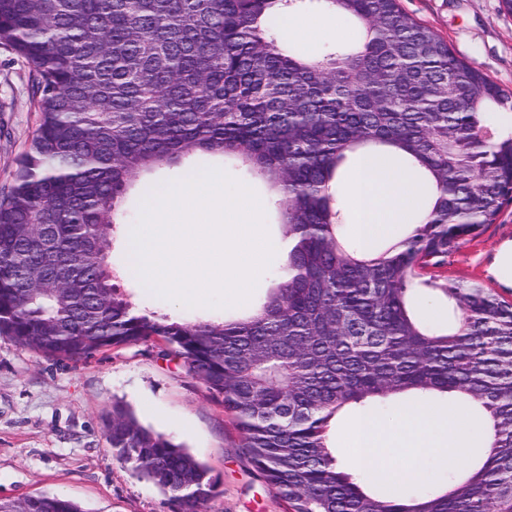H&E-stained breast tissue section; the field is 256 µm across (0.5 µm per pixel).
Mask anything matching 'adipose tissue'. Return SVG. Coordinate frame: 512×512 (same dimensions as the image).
I'll return each mask as SVG.
<instances>
[{
    "label": "adipose tissue",
    "instance_id": "ef3b65f1",
    "mask_svg": "<svg viewBox=\"0 0 512 512\" xmlns=\"http://www.w3.org/2000/svg\"><path fill=\"white\" fill-rule=\"evenodd\" d=\"M347 197L358 214L356 233L367 247L394 226L410 223L426 201L418 177L376 153L360 156L347 180ZM488 435V428L475 427L450 405L398 407L389 422L373 414L353 419L344 444L352 448L369 481L387 488L419 454L436 452L458 464L474 447L486 445Z\"/></svg>",
    "mask_w": 512,
    "mask_h": 512
}]
</instances>
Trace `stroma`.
Masks as SVG:
<instances>
[{"label":"stroma","mask_w":512,"mask_h":512,"mask_svg":"<svg viewBox=\"0 0 512 512\" xmlns=\"http://www.w3.org/2000/svg\"><path fill=\"white\" fill-rule=\"evenodd\" d=\"M401 5L447 41L458 57L512 92V12L502 0H401ZM289 16L325 19L324 27L304 39L295 37L286 23L278 25L286 40L309 53L358 40L359 27L329 11L304 6ZM29 73V64L0 44V188L11 183L38 126ZM190 164L201 171L223 170L265 199V227L276 252L260 287L241 305L188 308L141 286L126 274L124 264L125 234L141 212L135 199L124 203V221L113 225L110 234L115 283L144 313L188 320L246 316L275 287V273L285 261L279 250L282 230L274 193L224 157H196ZM507 242H512V203L426 277L439 284L476 283L512 302V286L492 273ZM160 349V343L150 341L111 348L78 362L57 361L0 337V500L18 503L49 493L68 497L83 512H177L169 495L113 456L104 421L113 402L120 401L142 425L185 446L208 465L217 485L204 512H283L247 459L231 415L202 380L188 373L181 361L162 356Z\"/></svg>","instance_id":"1"}]
</instances>
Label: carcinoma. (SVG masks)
I'll use <instances>...</instances> for the list:
<instances>
[{
    "mask_svg": "<svg viewBox=\"0 0 512 512\" xmlns=\"http://www.w3.org/2000/svg\"><path fill=\"white\" fill-rule=\"evenodd\" d=\"M295 0H0V44L33 67L39 123L0 192V336L47 358L160 341L204 381L285 512H512V304L437 286L445 263L512 201V94L399 0H316L361 40L309 56L275 29ZM361 149L430 176L411 230L367 254L344 240L339 173ZM220 154L278 192L288 258L253 315L187 321L136 310L114 283L112 225L139 178ZM455 301L428 326L413 296ZM460 401L490 447L446 489L383 497L328 446L331 420L379 398ZM113 455L202 512L216 480L193 455L112 407ZM0 512H84L36 494ZM417 300L422 304H424L426 301H433L438 304V306H435L440 311V315L437 318L430 317L437 316L439 311L434 309L429 310L428 315L427 308H418L420 314L423 317V320L427 323L438 326H446L450 323H454L455 318L460 315V311L456 309L454 301H447L446 299L439 298L436 291L422 289L421 293L417 295Z\"/></svg>",
    "mask_w": 512,
    "mask_h": 512,
    "instance_id": "carcinoma-1",
    "label": "carcinoma"
}]
</instances>
